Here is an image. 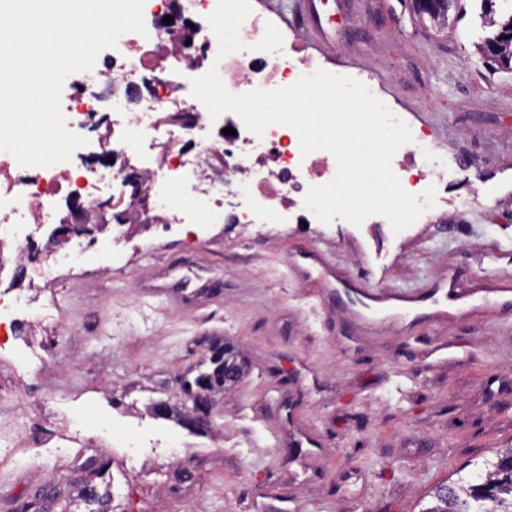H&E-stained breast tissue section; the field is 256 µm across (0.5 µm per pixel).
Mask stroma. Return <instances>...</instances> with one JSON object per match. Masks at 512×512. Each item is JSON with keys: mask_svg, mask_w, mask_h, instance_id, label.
<instances>
[{"mask_svg": "<svg viewBox=\"0 0 512 512\" xmlns=\"http://www.w3.org/2000/svg\"><path fill=\"white\" fill-rule=\"evenodd\" d=\"M253 0L280 27L312 12L307 53L368 69L410 120L454 159L467 206L393 232L349 225L152 224L113 240L76 237L81 256L35 288L53 309L39 326L0 328V512H66L89 461L109 464L122 512H421L433 485L477 475L512 446V325L490 312L442 325L408 315L362 337L302 255L334 252L372 287L421 294L442 269L462 286L512 279V73L477 50L482 0H459L447 27L399 0ZM328 42L317 50L318 39ZM203 265L210 294L170 300L168 271ZM459 351L436 362L432 346ZM233 347L242 380L217 395L205 431L153 415L176 404L213 339Z\"/></svg>", "mask_w": 512, "mask_h": 512, "instance_id": "35a3bbf8", "label": "stroma"}]
</instances>
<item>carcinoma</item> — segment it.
<instances>
[{"label": "carcinoma", "instance_id": "cac0c4a2", "mask_svg": "<svg viewBox=\"0 0 512 512\" xmlns=\"http://www.w3.org/2000/svg\"><path fill=\"white\" fill-rule=\"evenodd\" d=\"M457 0H437L433 9L417 7L430 20L445 26L449 13ZM488 24L496 33L485 39L479 53L494 70L512 72V13L496 17L497 0H483ZM96 491L88 492L84 487L76 490L74 501L84 506V512H115L110 482L95 484ZM429 505L421 512H512V447L496 453V461L487 469L484 480L474 484L460 479L442 482L427 493Z\"/></svg>", "mask_w": 512, "mask_h": 512}]
</instances>
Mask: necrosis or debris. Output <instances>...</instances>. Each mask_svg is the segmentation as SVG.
I'll use <instances>...</instances> for the list:
<instances>
[{
  "label": "necrosis or debris",
  "instance_id": "obj_1",
  "mask_svg": "<svg viewBox=\"0 0 512 512\" xmlns=\"http://www.w3.org/2000/svg\"><path fill=\"white\" fill-rule=\"evenodd\" d=\"M217 0H145V33L121 35L103 50L92 70L70 75L62 91L67 128L95 133L71 161L24 167L0 152V270L30 262L38 226L57 224L74 205L89 218L114 225L194 223L197 214L218 215L225 195L244 191L229 214L237 224H312L305 207L310 187L332 180L336 160L325 150L302 154L298 135L270 125L263 136L239 116L225 117L231 134L216 129L204 105L188 90L190 78L217 67L234 94L294 84L321 68L303 48L301 27L276 53L252 51L266 17L250 14L240 27L245 50L218 57V41L206 17ZM175 12L178 21L159 29L154 16ZM192 49H185V40ZM403 188L437 190L448 202V160L421 131L392 158Z\"/></svg>",
  "mask_w": 512,
  "mask_h": 512
}]
</instances>
